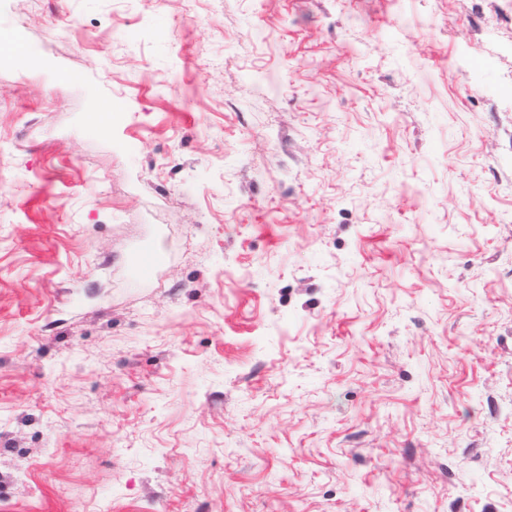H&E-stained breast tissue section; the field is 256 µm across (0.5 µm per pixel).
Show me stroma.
Masks as SVG:
<instances>
[{
    "instance_id": "1",
    "label": "stroma",
    "mask_w": 512,
    "mask_h": 512,
    "mask_svg": "<svg viewBox=\"0 0 512 512\" xmlns=\"http://www.w3.org/2000/svg\"><path fill=\"white\" fill-rule=\"evenodd\" d=\"M0 40V512H512V0Z\"/></svg>"
}]
</instances>
